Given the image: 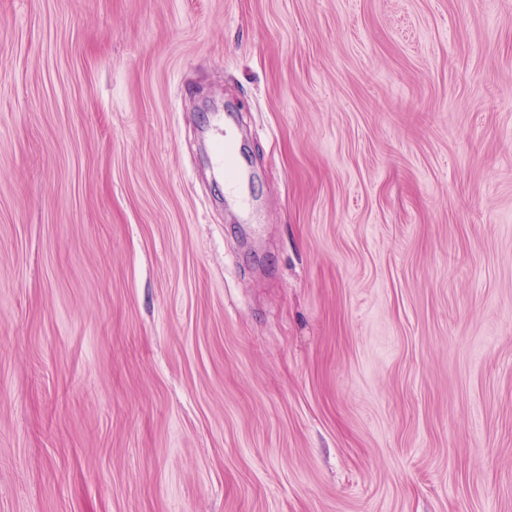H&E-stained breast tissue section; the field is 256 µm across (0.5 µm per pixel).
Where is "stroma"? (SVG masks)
Returning <instances> with one entry per match:
<instances>
[{
    "label": "stroma",
    "instance_id": "1",
    "mask_svg": "<svg viewBox=\"0 0 512 512\" xmlns=\"http://www.w3.org/2000/svg\"><path fill=\"white\" fill-rule=\"evenodd\" d=\"M0 512H512V0H0Z\"/></svg>",
    "mask_w": 512,
    "mask_h": 512
}]
</instances>
